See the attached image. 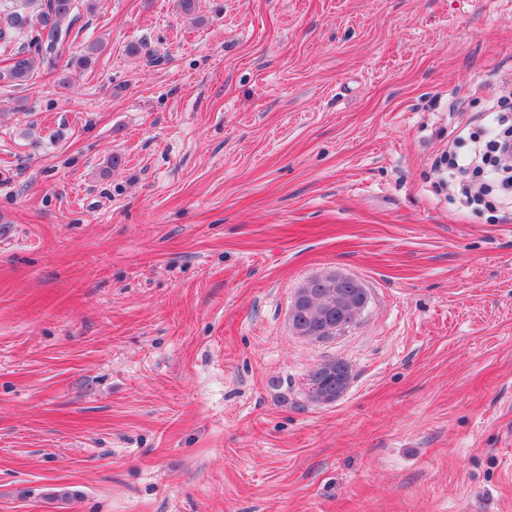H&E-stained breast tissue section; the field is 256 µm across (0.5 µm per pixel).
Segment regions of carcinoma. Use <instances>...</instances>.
Segmentation results:
<instances>
[{"label":"carcinoma","instance_id":"cac0c4a2","mask_svg":"<svg viewBox=\"0 0 512 512\" xmlns=\"http://www.w3.org/2000/svg\"><path fill=\"white\" fill-rule=\"evenodd\" d=\"M13 4L6 9L4 3ZM0 0V56L6 65L0 79L12 82L28 80L35 60L54 66L66 54L70 32L77 22L73 0ZM336 303V289L320 285L303 306V326L311 335H322L330 305ZM352 379L350 366L331 359L320 363L308 374L311 385L332 394L343 393Z\"/></svg>","mask_w":512,"mask_h":512}]
</instances>
